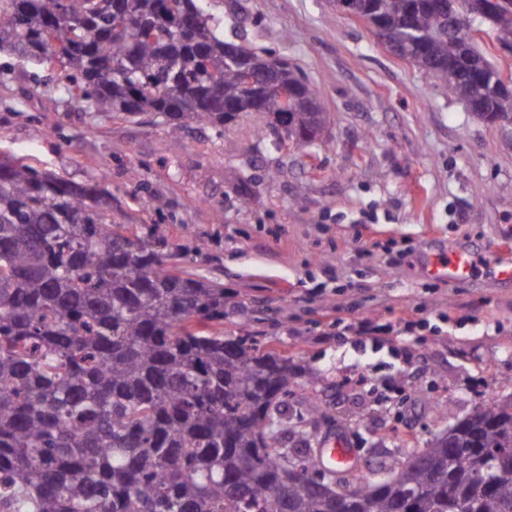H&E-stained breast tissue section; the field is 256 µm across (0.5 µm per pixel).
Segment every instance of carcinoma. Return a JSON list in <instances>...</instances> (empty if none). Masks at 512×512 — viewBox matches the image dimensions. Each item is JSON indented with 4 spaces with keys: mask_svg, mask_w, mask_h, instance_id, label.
Masks as SVG:
<instances>
[{
    "mask_svg": "<svg viewBox=\"0 0 512 512\" xmlns=\"http://www.w3.org/2000/svg\"><path fill=\"white\" fill-rule=\"evenodd\" d=\"M198 0H0V51L55 63L83 112L150 114L172 132L220 130L261 112L295 147L329 122L317 90L281 58L224 36ZM384 17L377 36L464 102L512 116L496 67L448 7L346 0ZM494 42L512 53V0H483ZM279 73L288 104L245 81ZM165 225L112 223V195L0 161V509L3 512H337L311 490L314 457L288 465L292 387H314L294 361L216 327L237 313L224 284L179 266ZM461 457L448 467L451 457ZM512 400L476 405L466 426L404 454L400 479L364 487L347 512H512Z\"/></svg>",
    "mask_w": 512,
    "mask_h": 512,
    "instance_id": "cac0c4a2",
    "label": "carcinoma"
}]
</instances>
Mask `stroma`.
Instances as JSON below:
<instances>
[{
	"label": "stroma",
	"mask_w": 512,
	"mask_h": 512,
	"mask_svg": "<svg viewBox=\"0 0 512 512\" xmlns=\"http://www.w3.org/2000/svg\"><path fill=\"white\" fill-rule=\"evenodd\" d=\"M245 45L288 59L331 116L305 149L257 138L264 115L180 134L144 115L74 110L56 70L0 54V157L112 194V220L201 248L252 336L320 382L316 432L355 463L424 447L475 404L512 397V283L485 258L512 243V124L490 125L332 0H209ZM466 248L465 281L426 255ZM387 326L359 336L361 321Z\"/></svg>",
	"instance_id": "1"
}]
</instances>
